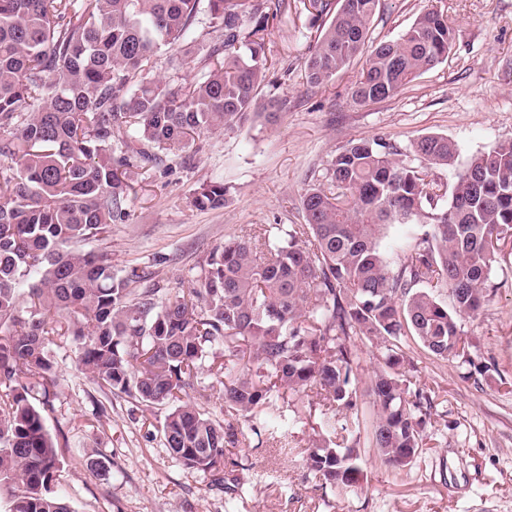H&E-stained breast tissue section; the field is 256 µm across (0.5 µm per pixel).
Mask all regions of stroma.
Instances as JSON below:
<instances>
[{"label":"stroma","instance_id":"1","mask_svg":"<svg viewBox=\"0 0 512 512\" xmlns=\"http://www.w3.org/2000/svg\"><path fill=\"white\" fill-rule=\"evenodd\" d=\"M428 8L443 11L453 29L447 60L395 98L369 105L350 98L363 59L327 84H307L303 61L315 33L302 7L289 10L270 35L272 66L261 91L286 99L287 111L272 123L259 117L202 135L192 159L167 156L138 172L128 220L94 250L110 254L115 269L134 267L146 280L180 287L201 257L240 229L304 223L301 197L311 176L359 138L384 136L404 147L423 135L447 136L458 152L437 174L452 184L472 157L512 138V0H381L371 41L398 38ZM210 182L224 185V207L195 208V190ZM491 283L483 314L463 323L478 346L474 364L438 359L414 342L406 348L417 383L447 395L427 424L424 453L395 473L361 437L365 477L343 491L319 486L296 454L325 436L320 410L307 402L295 403L277 449L261 419L233 417L240 443L225 449L224 472L237 479L236 493L170 454L164 411L144 412L100 390L81 373L73 338L55 337L57 386L44 413L50 434L64 442L54 489L73 512H512V255ZM90 456L108 465V477L85 465Z\"/></svg>","mask_w":512,"mask_h":512}]
</instances>
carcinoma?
I'll return each instance as SVG.
<instances>
[{"mask_svg": "<svg viewBox=\"0 0 512 512\" xmlns=\"http://www.w3.org/2000/svg\"><path fill=\"white\" fill-rule=\"evenodd\" d=\"M201 0H0V500L5 512H72L53 491L58 444L46 428L56 386L55 321L78 341L82 373L112 394L167 410L165 447L189 469L224 471L236 428L210 416L198 370L224 350V411L268 416L302 394L323 407L341 441L300 448L321 486L348 489L364 477L362 347L379 352L371 378V445L401 471L426 446L439 392L412 382V337L441 360L472 362L461 319L478 317L491 274L512 241V138L475 155L449 190L431 169L456 155L429 134L401 148L359 139L313 176L304 224H259L224 240L197 263L187 286L134 288L88 245L124 221L133 174L196 138L287 101L259 102L268 37L288 0H207L209 38L195 30ZM316 29L306 82L324 85L365 57L350 98L365 105L448 58L453 29L435 9L398 39L368 46L380 0H302ZM197 58L202 78L149 80L160 51ZM448 204L442 205L443 197ZM221 183L200 187L199 209L224 206ZM406 231L404 257L382 250L388 227ZM27 290V309L19 308ZM448 292L449 302L436 294ZM31 382L21 381V375ZM45 397L35 403V393Z\"/></svg>", "mask_w": 512, "mask_h": 512, "instance_id": "carcinoma-1", "label": "carcinoma"}]
</instances>
